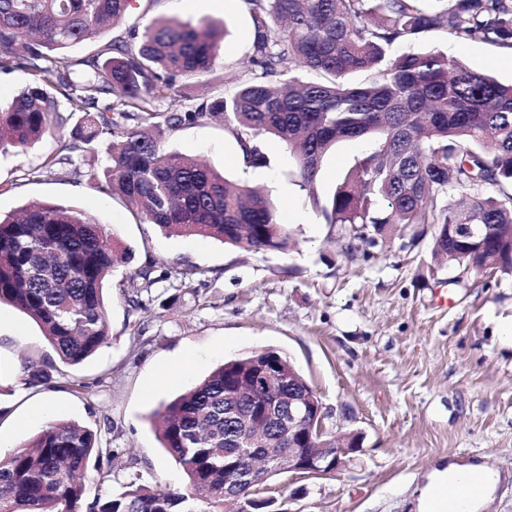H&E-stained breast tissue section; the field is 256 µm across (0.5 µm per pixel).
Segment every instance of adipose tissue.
<instances>
[{
  "label": "adipose tissue",
  "mask_w": 512,
  "mask_h": 512,
  "mask_svg": "<svg viewBox=\"0 0 512 512\" xmlns=\"http://www.w3.org/2000/svg\"><path fill=\"white\" fill-rule=\"evenodd\" d=\"M471 473L482 475V491L480 496L464 499L459 512H480L485 500L493 494L496 483L494 471L481 463L466 465L447 463L435 467L417 489V512H442L444 507L442 490L448 483Z\"/></svg>",
  "instance_id": "1"
}]
</instances>
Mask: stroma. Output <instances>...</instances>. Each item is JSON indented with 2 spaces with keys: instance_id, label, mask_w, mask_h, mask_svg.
<instances>
[{
  "instance_id": "35a3bbf8",
  "label": "stroma",
  "mask_w": 512,
  "mask_h": 512,
  "mask_svg": "<svg viewBox=\"0 0 512 512\" xmlns=\"http://www.w3.org/2000/svg\"><path fill=\"white\" fill-rule=\"evenodd\" d=\"M225 26L220 52L198 92L217 97L247 78L253 25L246 0H139L125 25L67 49L77 59L98 45L159 18ZM438 50L470 69L512 83V53L484 42L460 43L431 31L395 52ZM79 113L63 112L51 131L23 153L0 154V214L43 200L83 210L132 251L109 279L111 340L78 365L60 363L39 326L0 305V450L40 432L46 419L104 430L119 457V477L140 474L153 488L181 490L182 468L163 448L151 417L215 367L274 348L302 373L328 410L330 433L362 436L357 461L332 476H278L280 512H413L415 491L439 462L485 463L501 481L482 512H512V274L459 276L432 258L431 235L396 227L376 246L344 236L310 206L295 185L287 150L272 139L270 163L244 168L235 137L216 123L166 136V150L207 162L232 180L269 192L284 206L294 244L284 252L247 253L204 236H181L140 222L104 183L85 176L103 167L105 147L76 155L42 181L24 179ZM367 141H342L325 157L317 182L329 197ZM152 267L171 283L151 288L148 312L128 299L143 287L135 271ZM50 364L46 387L26 385L24 361ZM91 392L71 391L70 380Z\"/></svg>"
}]
</instances>
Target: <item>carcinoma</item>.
I'll return each instance as SVG.
<instances>
[{"label": "carcinoma", "mask_w": 512, "mask_h": 512, "mask_svg": "<svg viewBox=\"0 0 512 512\" xmlns=\"http://www.w3.org/2000/svg\"><path fill=\"white\" fill-rule=\"evenodd\" d=\"M135 0H0V71L30 79L0 106V150L22 151L59 118V98L82 112L71 139L35 180L72 164V154L111 138L109 164L86 176L143 221L169 233L202 235L253 252L285 251L294 232L278 200L232 181L205 162L164 149L161 137L221 120L231 127L244 166L269 164L262 140L295 159L294 182L326 223L373 246L394 224L434 226L433 257L461 271H512V83L503 84L438 51L392 55V47L436 30L457 42L512 51V0H246L253 22L248 78L231 93L199 98L188 80L211 71L219 30L208 21L162 18L131 29L104 50L70 61L67 48L94 41L123 22ZM320 76L302 81L294 71ZM370 75L353 84L349 76ZM174 101L180 108L167 110ZM368 139L334 194L315 191L336 143ZM464 200L448 205V194ZM131 259L103 225L81 210L33 202L0 216V303L41 328L58 358L76 365L108 343L103 286ZM281 380L269 400L310 392L293 362L273 349L224 362L153 412L164 448L189 487L155 490L142 476L119 482L116 451L101 432L75 422L47 423L27 444L0 454V512H224V466L253 459L236 415L251 404L234 387L267 362ZM48 365L25 363L27 385L48 384ZM269 479L242 488L250 512H277L270 479L288 437L271 435ZM97 494L81 482L89 465Z\"/></svg>", "instance_id": "obj_1"}]
</instances>
